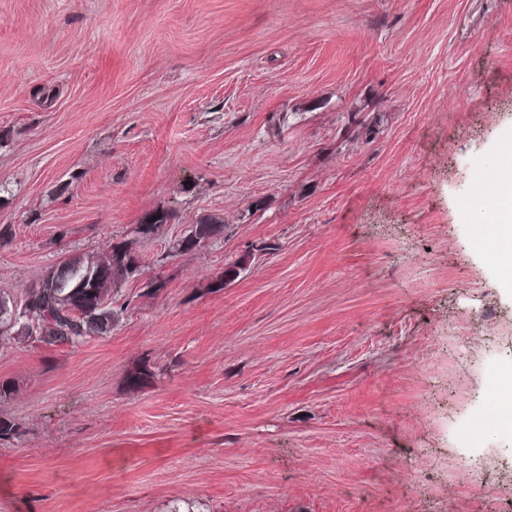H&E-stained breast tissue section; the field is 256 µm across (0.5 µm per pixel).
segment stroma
Listing matches in <instances>:
<instances>
[{
  "label": "stroma",
  "mask_w": 512,
  "mask_h": 512,
  "mask_svg": "<svg viewBox=\"0 0 512 512\" xmlns=\"http://www.w3.org/2000/svg\"><path fill=\"white\" fill-rule=\"evenodd\" d=\"M507 156L512 0H0V292L144 265L0 350V512H512ZM494 198L498 201L495 210L497 238L508 246V253L498 262L500 273L512 282V157L501 162L500 177ZM223 231V224H217L211 221H203L197 224H192L191 229L188 230L187 235L181 240H177L166 256L167 258H171L190 252L197 248L201 243L221 235ZM142 266L129 243L113 242L105 255L52 266L20 300L0 293V327L6 328L0 332V349L24 343L73 347L107 335L125 311L114 306L112 292L139 276ZM27 296L33 298L36 312L23 304L19 313L34 322L13 317L15 302L18 305Z\"/></svg>",
  "instance_id": "35a3bbf8"
}]
</instances>
